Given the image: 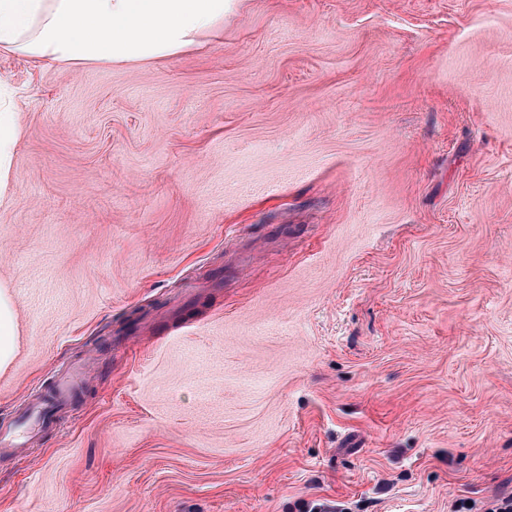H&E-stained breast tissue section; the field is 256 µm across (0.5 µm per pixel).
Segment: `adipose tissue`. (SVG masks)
Returning <instances> with one entry per match:
<instances>
[{
	"instance_id": "obj_1",
	"label": "adipose tissue",
	"mask_w": 512,
	"mask_h": 512,
	"mask_svg": "<svg viewBox=\"0 0 512 512\" xmlns=\"http://www.w3.org/2000/svg\"><path fill=\"white\" fill-rule=\"evenodd\" d=\"M233 0H0V50L70 65L140 63L198 47ZM0 81V201L16 182L22 129Z\"/></svg>"
}]
</instances>
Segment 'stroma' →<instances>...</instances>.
Listing matches in <instances>:
<instances>
[{
    "label": "stroma",
    "instance_id": "35a3bbf8",
    "mask_svg": "<svg viewBox=\"0 0 512 512\" xmlns=\"http://www.w3.org/2000/svg\"><path fill=\"white\" fill-rule=\"evenodd\" d=\"M0 512L512 492V0H240L172 59L0 52ZM15 92L12 86L0 81V201L12 199L16 182L14 150L22 129L14 112ZM16 345L14 303L5 288L0 285V370L13 356Z\"/></svg>",
    "mask_w": 512,
    "mask_h": 512
}]
</instances>
